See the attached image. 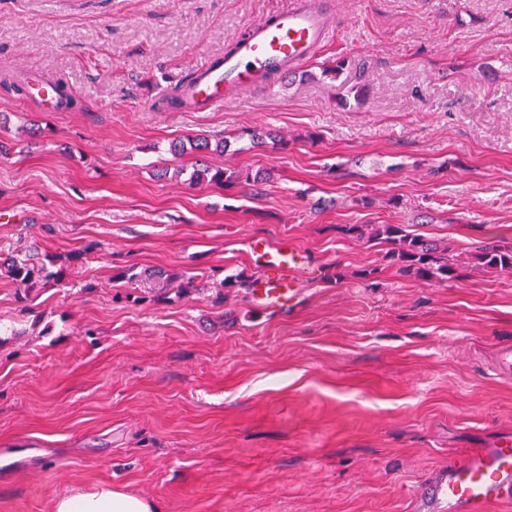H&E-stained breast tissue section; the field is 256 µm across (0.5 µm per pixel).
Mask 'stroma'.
<instances>
[{"label":"stroma","mask_w":512,"mask_h":512,"mask_svg":"<svg viewBox=\"0 0 512 512\" xmlns=\"http://www.w3.org/2000/svg\"><path fill=\"white\" fill-rule=\"evenodd\" d=\"M286 2L0 0V251L66 270L29 292L0 274V512L101 486L162 512H413L450 457L512 435V379L492 371L512 272L426 283L339 231L414 224L462 257L512 243V0H331L334 41L290 83L164 104ZM28 74L75 109L1 83ZM353 84L364 104L340 108ZM254 127L283 141L212 153L247 173L230 189L192 186L195 155L168 152ZM254 236L308 253L292 307L219 298L259 276ZM129 266L204 288L135 302L113 278Z\"/></svg>","instance_id":"1"}]
</instances>
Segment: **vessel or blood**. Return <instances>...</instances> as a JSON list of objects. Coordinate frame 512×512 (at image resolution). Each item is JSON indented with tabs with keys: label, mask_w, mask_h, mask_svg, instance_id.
Wrapping results in <instances>:
<instances>
[{
	"label": "vessel or blood",
	"mask_w": 512,
	"mask_h": 512,
	"mask_svg": "<svg viewBox=\"0 0 512 512\" xmlns=\"http://www.w3.org/2000/svg\"><path fill=\"white\" fill-rule=\"evenodd\" d=\"M323 0H290L273 19L256 22L220 64L195 67L184 83L196 112H215L224 106V93L245 92L265 76L303 67L321 45L331 42ZM250 260L263 270L253 288L255 301L268 306L294 305L297 280L308 265L307 253L284 239L270 243L251 238ZM420 512L445 506L447 512H498L512 505V436L499 437L488 448H477L449 461L420 491Z\"/></svg>",
	"instance_id": "obj_1"
}]
</instances>
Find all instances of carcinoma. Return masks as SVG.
<instances>
[{
  "label": "carcinoma",
  "mask_w": 512,
  "mask_h": 512,
  "mask_svg": "<svg viewBox=\"0 0 512 512\" xmlns=\"http://www.w3.org/2000/svg\"><path fill=\"white\" fill-rule=\"evenodd\" d=\"M248 138L252 148L261 147L266 140L276 138V135L263 129L244 130L233 135L234 139ZM203 152H224L230 146V140L221 136L215 140L208 136H194L188 143L175 142L169 151L173 155L184 151L185 145ZM240 171L231 168H214L204 164L195 169L190 181L195 184H208L217 187H231L241 181ZM340 231L352 238L368 243L379 241L390 245L387 256L390 262L406 276L422 281H455L463 277L464 265L460 260L449 255L447 247L432 239L406 230L402 224H345ZM474 266L488 273L512 271L511 245H486L477 248L472 253ZM55 261H45L37 253L15 254L6 260H0V273L14 281L18 287L27 291L33 288H50L59 285L65 278V269L60 267L52 270ZM114 278L123 280L131 285H140L148 281L156 285L154 297L157 300L169 299L170 286L177 285V294L182 295L199 290V276L190 275L185 271L170 269H152L143 272L128 267L119 270ZM249 276L239 273L224 277L222 288L224 295L239 292L251 287Z\"/></svg>",
  "instance_id": "cac0c4a2"
}]
</instances>
